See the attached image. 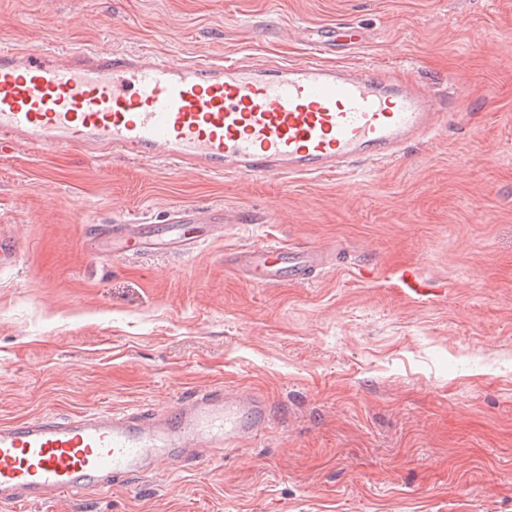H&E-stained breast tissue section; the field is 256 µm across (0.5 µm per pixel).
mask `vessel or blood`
<instances>
[{
    "instance_id": "b4317fda",
    "label": "vessel or blood",
    "mask_w": 512,
    "mask_h": 512,
    "mask_svg": "<svg viewBox=\"0 0 512 512\" xmlns=\"http://www.w3.org/2000/svg\"><path fill=\"white\" fill-rule=\"evenodd\" d=\"M445 100L412 77L373 65L309 58L261 65L150 51L0 47V156L26 146L91 158L161 161L207 175L294 178L401 161L435 135ZM235 218L178 206L161 224L113 225V255L188 253ZM231 264L264 285L311 281L326 254L279 244L246 247ZM271 411L261 393L214 389L160 412L78 413L0 422V505L9 512L111 485L172 464L193 448L256 439Z\"/></svg>"
}]
</instances>
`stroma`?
I'll list each match as a JSON object with an SVG mask.
<instances>
[{
    "label": "stroma",
    "instance_id": "stroma-1",
    "mask_svg": "<svg viewBox=\"0 0 512 512\" xmlns=\"http://www.w3.org/2000/svg\"><path fill=\"white\" fill-rule=\"evenodd\" d=\"M409 70L448 100L382 170L220 177L20 147L0 157V421L150 413L262 393L266 433L31 512H512V0H0V46L231 52ZM177 205L249 214L192 253L101 255L98 225ZM277 241L343 253L307 284L225 256ZM411 265L430 296L401 291Z\"/></svg>",
    "mask_w": 512,
    "mask_h": 512
}]
</instances>
